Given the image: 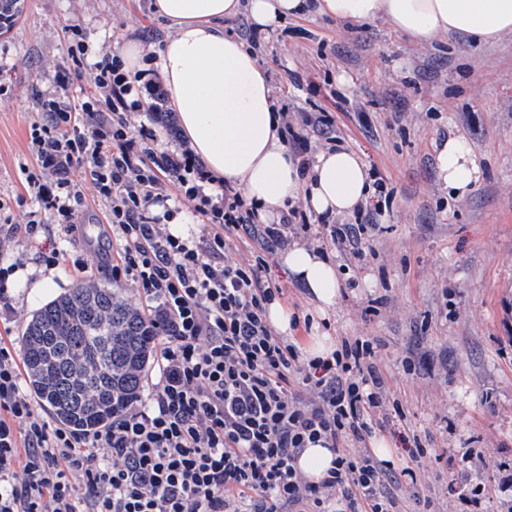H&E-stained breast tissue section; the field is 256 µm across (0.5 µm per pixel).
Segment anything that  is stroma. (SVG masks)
Returning a JSON list of instances; mask_svg holds the SVG:
<instances>
[{
  "label": "stroma",
  "mask_w": 512,
  "mask_h": 512,
  "mask_svg": "<svg viewBox=\"0 0 512 512\" xmlns=\"http://www.w3.org/2000/svg\"><path fill=\"white\" fill-rule=\"evenodd\" d=\"M86 36L87 61L118 53L129 40L161 43L167 31L151 0H26L20 20L0 35V198L16 223L36 203L25 169L37 164L29 132L41 115L37 97L57 89L66 65L64 29ZM256 49L278 101L292 112L324 110L336 119L338 144L360 156L393 188L391 209L370 234L361 259L332 254L341 281L327 316L334 337L374 341L391 397L403 419L377 429L394 466L418 436L436 460L400 499V512H512V33L475 43L448 32L418 43L388 23L327 17L286 20ZM301 77L302 89L289 85ZM336 95H329V88ZM466 139L480 181L465 197L438 175L437 146ZM105 206L87 197L74 233L53 218L33 240L0 243V260L22 261L11 291L13 311L0 335L14 356L31 312L74 285L94 281L141 295L106 267ZM60 248L84 258L44 270L38 255Z\"/></svg>",
  "instance_id": "stroma-1"
}]
</instances>
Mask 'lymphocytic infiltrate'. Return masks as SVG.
I'll return each mask as SVG.
<instances>
[{
    "mask_svg": "<svg viewBox=\"0 0 512 512\" xmlns=\"http://www.w3.org/2000/svg\"><path fill=\"white\" fill-rule=\"evenodd\" d=\"M67 57L60 95L38 99L42 119L30 130L39 170L26 184L38 207L17 224L0 199V235L32 237L45 212L74 232L86 195L104 199L112 277L134 281L160 322L155 373L143 398L80 435L38 411L24 364L0 336V512H336L340 504L397 512L398 491L417 480L430 453L414 440L404 466L392 469L366 448L376 427L404 415L388 400L373 341L345 337L331 358L304 360L267 319V305L285 291L264 277L266 255L301 232L319 249L362 257L364 234L389 210L392 192L359 208L351 224L312 231L299 205L279 223H259L240 190L207 195L210 178L190 149L159 151L145 127L130 137L143 72L116 57L85 72V35L76 28ZM85 78L93 92L71 101L72 85ZM282 124L300 155L311 150L309 134L336 139L324 111H286ZM79 163L89 168L84 187L70 177ZM167 181L195 200L207 233L181 237L160 224ZM317 442L335 460L315 483L296 461Z\"/></svg>",
    "mask_w": 512,
    "mask_h": 512,
    "instance_id": "f902f5d3",
    "label": "lymphocytic infiltrate"
}]
</instances>
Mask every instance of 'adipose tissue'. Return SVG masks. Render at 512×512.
<instances>
[{"label":"adipose tissue","mask_w":512,"mask_h":512,"mask_svg":"<svg viewBox=\"0 0 512 512\" xmlns=\"http://www.w3.org/2000/svg\"><path fill=\"white\" fill-rule=\"evenodd\" d=\"M152 11L169 30L158 74L182 136L212 177L211 195L226 184L239 188L265 223L279 220L299 198L323 218L352 214L372 187L362 159L345 148L320 151L302 167L283 140L279 104L254 49L225 32L224 21L244 13L264 31L313 15L348 23L379 19L418 41L452 31L486 42L512 32V0H154ZM438 169L458 195L480 175L461 138L444 142ZM281 264L307 289L316 313L327 316L341 287L329 257L295 245Z\"/></svg>","instance_id":"obj_1"}]
</instances>
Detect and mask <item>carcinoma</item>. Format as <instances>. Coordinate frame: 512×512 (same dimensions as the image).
<instances>
[{
  "instance_id": "carcinoma-1",
  "label": "carcinoma",
  "mask_w": 512,
  "mask_h": 512,
  "mask_svg": "<svg viewBox=\"0 0 512 512\" xmlns=\"http://www.w3.org/2000/svg\"><path fill=\"white\" fill-rule=\"evenodd\" d=\"M25 0H0V31ZM158 323L115 288L80 283L33 312L20 337L30 387L79 434L112 421L142 392Z\"/></svg>"
}]
</instances>
